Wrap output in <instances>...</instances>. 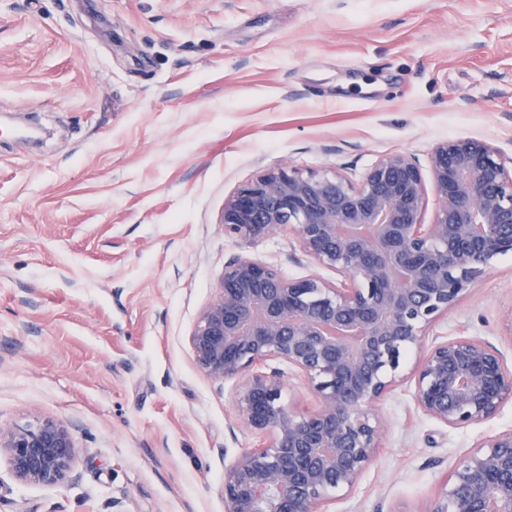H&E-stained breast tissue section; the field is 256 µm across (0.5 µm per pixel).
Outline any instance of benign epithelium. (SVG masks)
I'll list each match as a JSON object with an SVG mask.
<instances>
[{
    "label": "benign epithelium",
    "mask_w": 512,
    "mask_h": 512,
    "mask_svg": "<svg viewBox=\"0 0 512 512\" xmlns=\"http://www.w3.org/2000/svg\"><path fill=\"white\" fill-rule=\"evenodd\" d=\"M429 169L440 201L430 224L421 170L401 154L380 158L358 185L279 167L224 203L225 234L256 243L291 228L308 257L343 277L339 287L286 280L242 255L200 311L189 337L197 367L241 380L237 417L271 434L225 471V512H327L330 494L351 493L378 448L376 407L400 381L403 355L512 251V170L492 145L442 142ZM269 358L307 381L311 409L282 403L284 384L259 370ZM414 380L420 408L450 428L512 401L501 353L472 336L433 345ZM78 451L69 428L37 410L0 423V457L24 485H64ZM426 512H512V430L463 457Z\"/></svg>",
    "instance_id": "obj_1"
}]
</instances>
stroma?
<instances>
[{
  "mask_svg": "<svg viewBox=\"0 0 512 512\" xmlns=\"http://www.w3.org/2000/svg\"><path fill=\"white\" fill-rule=\"evenodd\" d=\"M0 423L63 422L68 483L0 512H225L224 471L268 443L189 337L224 266L339 281L292 230L228 237L225 201L289 165L360 183L382 156L427 169L448 139L512 167V0H0ZM512 370V252L427 331ZM381 446L329 512H427L512 402L453 429L411 380L377 406Z\"/></svg>",
  "mask_w": 512,
  "mask_h": 512,
  "instance_id": "1",
  "label": "stroma"
}]
</instances>
